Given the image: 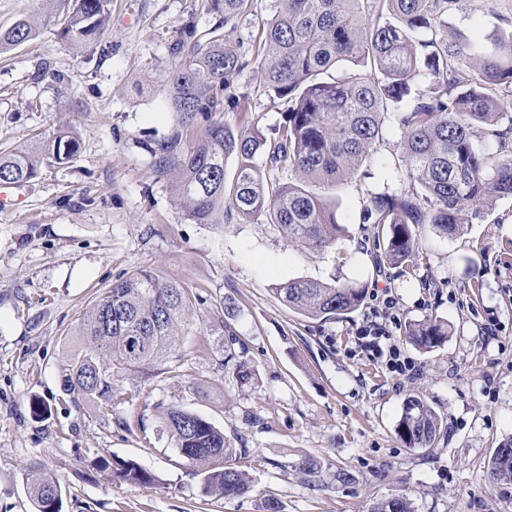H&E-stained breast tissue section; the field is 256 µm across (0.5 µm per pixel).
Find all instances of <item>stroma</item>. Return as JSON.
<instances>
[{
    "label": "stroma",
    "instance_id": "35a3bbf8",
    "mask_svg": "<svg viewBox=\"0 0 512 512\" xmlns=\"http://www.w3.org/2000/svg\"><path fill=\"white\" fill-rule=\"evenodd\" d=\"M202 0H112L106 38L63 43L46 17L63 0H0V31L22 18L36 33L0 51V151L73 127L80 151L24 183L23 198L0 208V512H33L24 477L40 464L64 490V512H262L274 497L282 512H370L407 494L416 512H512V483L490 485L487 465L512 438V199L498 201L458 237L421 236L413 272L376 268L375 228L360 221L368 193L410 187L397 176L399 131L336 194L344 232L309 253L289 245L266 217L215 227L186 220L157 149L199 127L171 112L162 81L172 45L186 27L216 19ZM499 0L448 19L451 30L487 46L508 31L493 16ZM64 74V83L51 73ZM236 105L219 121L232 131L271 135L284 106L262 94L251 73L236 79ZM138 269L177 281L192 305L177 351L149 380L115 376L109 402H76L63 390L67 365L83 347L78 326L112 283ZM291 279L368 288L355 311L311 319L275 294ZM230 326L254 376L237 382L218 367L214 339L225 298ZM391 314H383L384 300ZM430 317L448 339L424 351L408 327ZM386 328L417 371L390 372L362 350L358 333ZM202 385L206 397L192 387ZM420 395L440 416L429 450L407 448L396 433L404 399ZM191 409L244 449L237 466L253 492L227 499L201 490L187 461L163 433L164 408ZM321 467L315 490L298 470ZM132 458L156 477L150 485L113 481L101 459ZM347 480H338V472Z\"/></svg>",
    "mask_w": 512,
    "mask_h": 512
}]
</instances>
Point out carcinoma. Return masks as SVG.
<instances>
[{
  "label": "carcinoma",
  "mask_w": 512,
  "mask_h": 512,
  "mask_svg": "<svg viewBox=\"0 0 512 512\" xmlns=\"http://www.w3.org/2000/svg\"><path fill=\"white\" fill-rule=\"evenodd\" d=\"M111 0H67L57 19L59 37L70 46L100 40ZM252 0H204L207 13L222 24L204 35L191 29L174 44L177 58L164 79L172 111L181 124L203 120L199 138L188 147L173 138L159 145V167L175 172L174 192L185 218L213 224L262 215L279 225L289 243L322 252L342 234L336 203L325 192L358 174L363 158L383 140L394 120L402 166L411 187H385L368 194L362 223L377 229L378 265L410 267L425 227L453 237L469 217L512 198V32L482 50L463 36L449 35L448 15L463 13L475 0H272L271 16L248 44L224 39L221 29L248 21ZM36 26L18 20L0 33V51L28 41ZM343 64L342 78L330 70ZM473 72L471 83L460 80ZM253 73L258 89L287 105L277 138L258 130L234 133L215 115L235 99L234 80ZM492 131L482 136L478 127ZM80 150L76 131L58 130L38 147L0 155V183L36 178L44 166L64 165ZM237 160L232 183L224 163ZM263 159L259 164L257 159ZM287 171L297 181L268 183L264 170ZM279 300L299 314L332 319L361 306L366 287L293 279L275 289ZM190 298L175 281L148 269L119 279L84 315L83 349L63 379L73 399L111 401L114 373H143L180 343V325ZM408 341L426 350L443 344L448 324L427 319L409 326ZM230 369L246 383L253 371L245 348L228 326L215 338ZM163 427L174 448L202 476V489L226 499L252 491L247 473L233 462L237 453L224 432L181 406L164 411ZM442 420L417 395L409 396L397 425L406 447L431 448ZM113 477L147 484L155 476L134 460L105 464ZM312 487L324 486L321 468L308 457L298 466ZM496 486L512 482V440L495 450L487 469ZM34 512H63L59 480L37 467L26 474ZM372 512H415L412 500L397 494Z\"/></svg>",
  "instance_id": "obj_1"
}]
</instances>
